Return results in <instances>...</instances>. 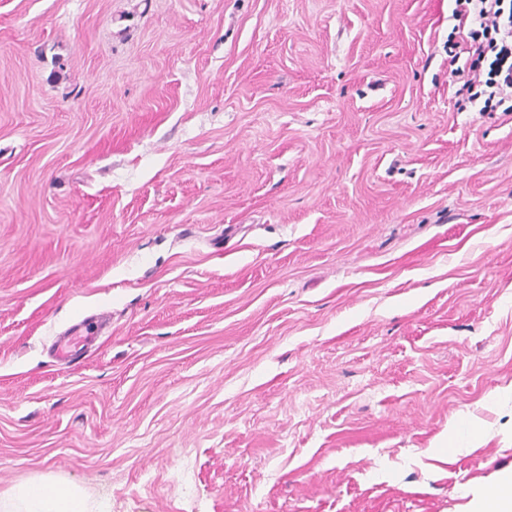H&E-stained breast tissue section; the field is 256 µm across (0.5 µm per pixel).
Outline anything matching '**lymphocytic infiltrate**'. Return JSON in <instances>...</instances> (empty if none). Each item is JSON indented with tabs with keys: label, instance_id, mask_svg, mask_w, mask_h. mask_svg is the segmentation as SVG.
<instances>
[{
	"label": "lymphocytic infiltrate",
	"instance_id": "obj_1",
	"mask_svg": "<svg viewBox=\"0 0 512 512\" xmlns=\"http://www.w3.org/2000/svg\"><path fill=\"white\" fill-rule=\"evenodd\" d=\"M448 36L463 102L495 112L512 103V0H453Z\"/></svg>",
	"mask_w": 512,
	"mask_h": 512
}]
</instances>
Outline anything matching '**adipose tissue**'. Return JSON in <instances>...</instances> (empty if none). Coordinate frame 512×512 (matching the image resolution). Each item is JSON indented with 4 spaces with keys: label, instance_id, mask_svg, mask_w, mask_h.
<instances>
[{
    "label": "adipose tissue",
    "instance_id": "adipose-tissue-1",
    "mask_svg": "<svg viewBox=\"0 0 512 512\" xmlns=\"http://www.w3.org/2000/svg\"><path fill=\"white\" fill-rule=\"evenodd\" d=\"M0 512H87L83 493L74 485L33 481L0 500Z\"/></svg>",
    "mask_w": 512,
    "mask_h": 512
}]
</instances>
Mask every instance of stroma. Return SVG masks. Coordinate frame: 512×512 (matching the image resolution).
Returning <instances> with one entry per match:
<instances>
[{
	"mask_svg": "<svg viewBox=\"0 0 512 512\" xmlns=\"http://www.w3.org/2000/svg\"><path fill=\"white\" fill-rule=\"evenodd\" d=\"M451 10L0 0V499L468 512L512 469V112L457 109ZM3 512H86L83 493L74 485L62 483L56 486L40 481L16 488L7 499L0 500Z\"/></svg>",
	"mask_w": 512,
	"mask_h": 512,
	"instance_id": "obj_1",
	"label": "stroma"
}]
</instances>
